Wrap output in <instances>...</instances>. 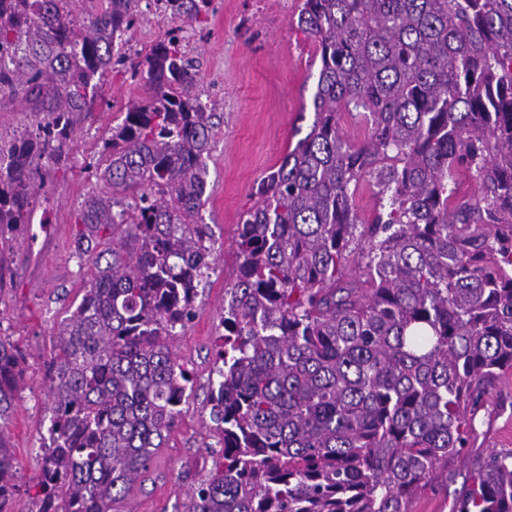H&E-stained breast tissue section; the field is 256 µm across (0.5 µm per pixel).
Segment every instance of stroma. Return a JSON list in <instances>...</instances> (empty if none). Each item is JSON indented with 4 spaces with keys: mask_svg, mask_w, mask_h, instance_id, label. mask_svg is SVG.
<instances>
[{
    "mask_svg": "<svg viewBox=\"0 0 512 512\" xmlns=\"http://www.w3.org/2000/svg\"><path fill=\"white\" fill-rule=\"evenodd\" d=\"M292 16L251 15L250 0H212L207 18L188 30L187 57L202 101L216 106L207 189L200 214L216 262L196 301L194 317L178 329L172 353L192 377L181 416L156 449L148 472L112 505V512H189L191 493L224 449L209 418L224 290L237 274L235 239L240 215L254 202L257 183L276 168L308 130L319 70L317 45L296 31ZM167 25L154 0H141L127 35L126 54L144 60ZM101 97L77 117L76 143L54 180L40 190L33 222L0 261V339L24 357L0 441L10 448L18 492L12 512H34L42 446L52 419L46 369L61 322L80 303L87 270L78 259L75 216L87 197L103 190V140L121 123L124 105L141 89L124 68L106 72ZM473 448L448 462L446 476L412 502L410 512H451L470 475L493 452L512 451V371L491 387L477 414Z\"/></svg>",
    "mask_w": 512,
    "mask_h": 512,
    "instance_id": "35a3bbf8",
    "label": "stroma"
}]
</instances>
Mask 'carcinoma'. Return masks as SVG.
I'll list each match as a JSON object with an SVG mask.
<instances>
[{"instance_id":"1","label":"carcinoma","mask_w":512,"mask_h":512,"mask_svg":"<svg viewBox=\"0 0 512 512\" xmlns=\"http://www.w3.org/2000/svg\"><path fill=\"white\" fill-rule=\"evenodd\" d=\"M75 2L0 0V101L42 116L0 146V251L126 61L139 0H107L85 35ZM209 3L168 0L191 22ZM295 25L319 50L314 118L238 222L210 399L224 452L190 512H407L473 447L512 368V0H302ZM182 40L169 32L131 64L147 95L112 127L106 191L78 215L91 277L49 366L36 512H111L192 383L169 340L214 264L198 221L214 112ZM344 112L366 121L364 142L344 138ZM463 173L476 189L462 200L448 182ZM363 180L378 196L367 222ZM21 362L0 341V420ZM12 473L0 442V512ZM454 512H512V452L489 455ZM355 208L362 220H369L375 210L373 187L368 182H362L355 197Z\"/></svg>"}]
</instances>
